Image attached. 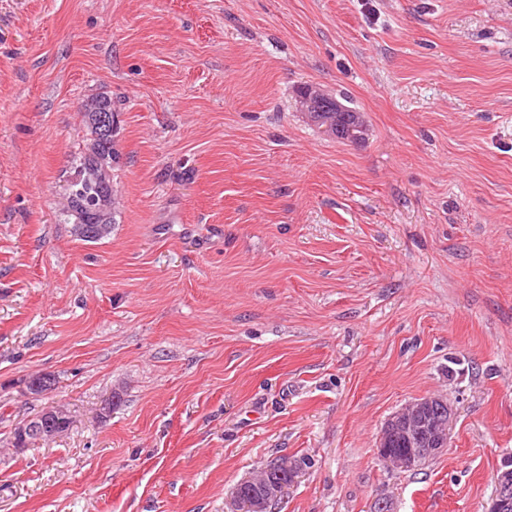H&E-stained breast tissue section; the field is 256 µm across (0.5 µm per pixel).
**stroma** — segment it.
Masks as SVG:
<instances>
[{"instance_id":"1","label":"stroma","mask_w":512,"mask_h":512,"mask_svg":"<svg viewBox=\"0 0 512 512\" xmlns=\"http://www.w3.org/2000/svg\"><path fill=\"white\" fill-rule=\"evenodd\" d=\"M306 85L364 140L297 112ZM96 94L121 218L89 243L61 212ZM430 395L447 453L389 467L386 420ZM58 403L69 430L16 451ZM283 457L274 512H487L512 460V0H0V512H232ZM304 90L309 91L297 100V108L300 112H303L307 117L311 112V121L319 125V127L329 125L333 129V135L338 140L349 142L364 140V131L361 129L360 122L361 115L355 107L342 104L346 109V112H343L341 106L336 103L337 97L331 95L330 98H326V102L334 106L336 111L320 112L316 102L327 97V93L319 88L312 87L309 89V87H303L298 90L297 96L302 95ZM323 129L327 135L330 134L328 126H325Z\"/></svg>"}]
</instances>
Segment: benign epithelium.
<instances>
[{"label": "benign epithelium", "mask_w": 512, "mask_h": 512, "mask_svg": "<svg viewBox=\"0 0 512 512\" xmlns=\"http://www.w3.org/2000/svg\"><path fill=\"white\" fill-rule=\"evenodd\" d=\"M327 93L319 88H311L298 98L297 108L305 115L318 111L317 101ZM436 397L427 396L399 409L387 420L385 429L377 442L378 456L384 462L404 470H414L423 459H433L448 451V437L456 418L454 406L444 400L440 404L448 407V412L435 405ZM71 419L65 409L57 405L52 409L24 421L16 428L15 447L19 448L34 435L36 440L50 442L69 429ZM404 433L410 440V447L400 453L391 450V442L396 432ZM255 477L241 480L232 492L235 512H271L272 505L281 499L286 486L283 482L264 475L259 491L248 498L240 495L241 487L250 485ZM499 491L487 512H512V468H503L498 473Z\"/></svg>", "instance_id": "1"}]
</instances>
